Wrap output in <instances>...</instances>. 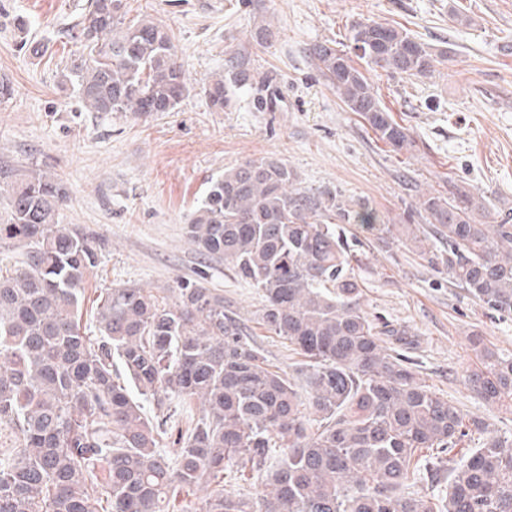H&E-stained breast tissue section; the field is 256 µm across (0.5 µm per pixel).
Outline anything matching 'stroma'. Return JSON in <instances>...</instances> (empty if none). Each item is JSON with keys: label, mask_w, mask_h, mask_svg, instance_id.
Segmentation results:
<instances>
[{"label": "stroma", "mask_w": 512, "mask_h": 512, "mask_svg": "<svg viewBox=\"0 0 512 512\" xmlns=\"http://www.w3.org/2000/svg\"><path fill=\"white\" fill-rule=\"evenodd\" d=\"M87 0H0V170L51 168L69 202L61 224L101 242L86 296L100 288L169 292L181 280L219 288L268 361L294 371L300 361L283 339L256 326L261 292L234 278L223 257L201 255L187 225L211 179L247 159L274 158L297 185L336 189L366 202L382 221L403 224L426 194L466 182L488 196V223L512 220V0H126V23L165 29L181 65L186 96L172 112L87 111L62 75L83 48L71 33ZM400 26L449 59L432 78L385 72L369 78L395 121L416 142L391 151L350 112L309 50L344 44L352 22ZM271 25V45L251 38ZM39 43L31 54L28 42ZM245 57L251 82L227 87L229 107L214 111L205 90ZM270 99L262 108V99ZM344 234L370 318L406 330L408 355L422 377L491 430L512 434V413L487 405L465 383L474 362L467 336L482 331L512 352V318L449 284L409 243L347 224Z\"/></svg>", "instance_id": "stroma-1"}]
</instances>
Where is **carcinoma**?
Returning a JSON list of instances; mask_svg holds the SVG:
<instances>
[{
    "instance_id": "obj_1",
    "label": "carcinoma",
    "mask_w": 512,
    "mask_h": 512,
    "mask_svg": "<svg viewBox=\"0 0 512 512\" xmlns=\"http://www.w3.org/2000/svg\"><path fill=\"white\" fill-rule=\"evenodd\" d=\"M123 0H91L75 38L88 58L64 77L92 112H172L188 89L168 34L127 25ZM348 50L316 44L311 57L391 151L414 147L348 53L378 69L428 79L448 57L406 30L375 20L350 25ZM242 64L206 88L224 109V83L246 84ZM67 192L33 168L12 182L0 246L27 247L0 267V512H512V436L489 430L432 390L410 358L406 331L378 326L361 307L352 253L335 223H381L336 190L296 187L288 166L247 160L210 181L188 233L262 291L257 324L303 358V384L248 342L224 293L181 281L173 296L104 288L92 301L97 335L82 325L96 238L59 222ZM487 200L464 182L424 195L418 213L448 250H431L414 224L393 228L448 282L502 317L512 316V224H486ZM469 388L512 412V353L472 332ZM118 360L122 372L114 369ZM199 406L173 418L168 401ZM159 413L150 417L141 399ZM484 435L478 448L461 444ZM279 451L269 465L270 449ZM236 467L266 473L252 500L218 485ZM448 473V493L408 492L420 468Z\"/></svg>"
}]
</instances>
